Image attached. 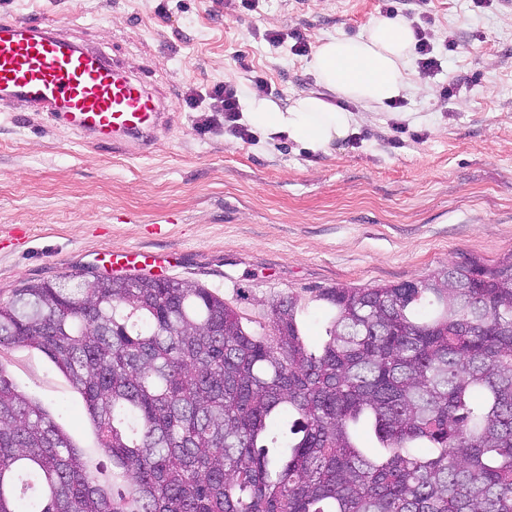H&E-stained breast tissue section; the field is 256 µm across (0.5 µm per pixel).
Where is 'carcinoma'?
Masks as SVG:
<instances>
[{
  "label": "carcinoma",
  "instance_id": "carcinoma-1",
  "mask_svg": "<svg viewBox=\"0 0 512 512\" xmlns=\"http://www.w3.org/2000/svg\"><path fill=\"white\" fill-rule=\"evenodd\" d=\"M317 298L314 352L292 296L267 335L198 282L14 289L0 346L53 360L112 469L0 376V512H512V258Z\"/></svg>",
  "mask_w": 512,
  "mask_h": 512
}]
</instances>
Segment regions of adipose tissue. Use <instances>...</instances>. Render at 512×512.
Returning <instances> with one entry per match:
<instances>
[{
	"label": "adipose tissue",
	"instance_id": "1",
	"mask_svg": "<svg viewBox=\"0 0 512 512\" xmlns=\"http://www.w3.org/2000/svg\"><path fill=\"white\" fill-rule=\"evenodd\" d=\"M414 42L409 22L383 16L359 36L326 38L312 61L324 93L296 96L285 107L250 97L241 121L267 140L285 138L314 153L326 150L357 132L359 116L347 103L374 109L403 95Z\"/></svg>",
	"mask_w": 512,
	"mask_h": 512
}]
</instances>
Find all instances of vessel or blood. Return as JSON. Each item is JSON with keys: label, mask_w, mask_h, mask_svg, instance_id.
Wrapping results in <instances>:
<instances>
[{"label": "vessel or blood", "mask_w": 512, "mask_h": 512, "mask_svg": "<svg viewBox=\"0 0 512 512\" xmlns=\"http://www.w3.org/2000/svg\"><path fill=\"white\" fill-rule=\"evenodd\" d=\"M0 95L47 113L58 125L94 143L145 152L166 126L172 105L128 75L97 47L62 34L50 19H0ZM158 258L135 249L111 257L121 271L145 269Z\"/></svg>", "instance_id": "1"}]
</instances>
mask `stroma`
I'll return each mask as SVG.
<instances>
[{"label":"stroma","mask_w":512,"mask_h":512,"mask_svg":"<svg viewBox=\"0 0 512 512\" xmlns=\"http://www.w3.org/2000/svg\"><path fill=\"white\" fill-rule=\"evenodd\" d=\"M382 0H0V18L46 10L78 43L119 59L174 106L148 152L91 145L46 114L0 99V299L128 248L171 255L164 278L217 290L268 327L273 301L296 296L311 349L326 341L319 289L416 281L467 259L512 255V0H403L453 36L442 70L409 68L402 112L366 113L356 136L325 152L206 130L188 90L237 86L287 104L319 91L310 56L269 44V31L311 44L354 37ZM461 90L443 97V86ZM19 390L73 443L97 445L82 396L43 353L0 347Z\"/></svg>","instance_id":"obj_1"}]
</instances>
